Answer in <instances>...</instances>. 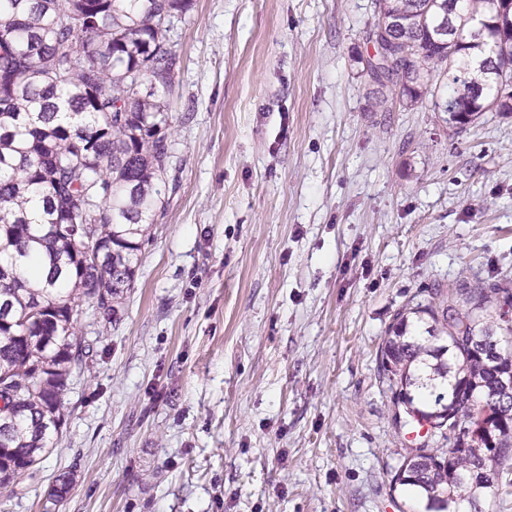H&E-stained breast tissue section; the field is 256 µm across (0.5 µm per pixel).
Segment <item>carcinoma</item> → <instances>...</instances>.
I'll list each match as a JSON object with an SVG mask.
<instances>
[{
	"mask_svg": "<svg viewBox=\"0 0 512 512\" xmlns=\"http://www.w3.org/2000/svg\"><path fill=\"white\" fill-rule=\"evenodd\" d=\"M192 0H0V488L15 486L63 428L68 381L90 347L80 303L112 316L157 223L173 144L178 58L172 19ZM399 61L373 81L416 101L448 74L436 106L465 126L512 114V8L503 0H375ZM486 21L484 33L472 17ZM509 281L462 283L397 313L381 347L393 404L430 440L395 482L423 512H485L512 464ZM498 349L488 361L481 348ZM490 416L479 437L471 425ZM483 448L476 453L475 447Z\"/></svg>",
	"mask_w": 512,
	"mask_h": 512,
	"instance_id": "obj_1",
	"label": "carcinoma"
}]
</instances>
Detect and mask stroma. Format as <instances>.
<instances>
[{
  "mask_svg": "<svg viewBox=\"0 0 512 512\" xmlns=\"http://www.w3.org/2000/svg\"><path fill=\"white\" fill-rule=\"evenodd\" d=\"M372 0H193L171 186L59 442L0 512H418L379 372L396 313L512 280V114L380 96ZM72 482L63 499L51 491Z\"/></svg>",
  "mask_w": 512,
  "mask_h": 512,
  "instance_id": "obj_1",
  "label": "stroma"
}]
</instances>
